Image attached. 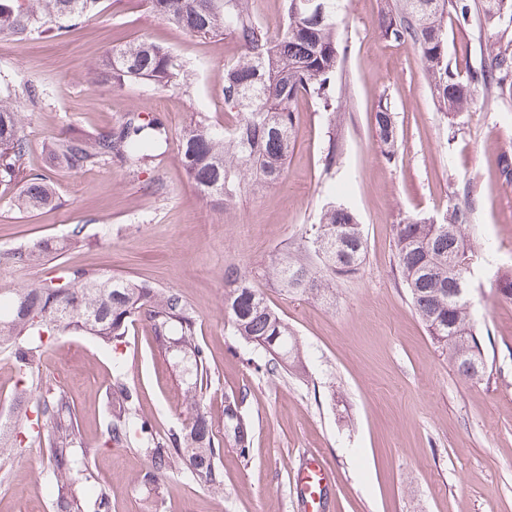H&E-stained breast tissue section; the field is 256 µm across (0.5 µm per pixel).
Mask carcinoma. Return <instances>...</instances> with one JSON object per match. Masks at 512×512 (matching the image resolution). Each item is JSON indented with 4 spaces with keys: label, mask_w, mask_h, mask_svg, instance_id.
<instances>
[{
    "label": "carcinoma",
    "mask_w": 512,
    "mask_h": 512,
    "mask_svg": "<svg viewBox=\"0 0 512 512\" xmlns=\"http://www.w3.org/2000/svg\"><path fill=\"white\" fill-rule=\"evenodd\" d=\"M342 0H284L283 22L272 31L251 11V0H147L166 23L200 38L235 37L241 55L224 64V107L237 113L231 127L189 118L179 130L180 163L197 192L218 208L229 205L246 187L278 182L294 140L291 104L300 96L336 112V70L341 62L337 19ZM500 0H391L381 15L383 39L411 43L420 53L432 100L448 119L468 110L477 86H496L512 99V51L489 47L488 62L461 73L448 64V19L466 26L478 18L488 24ZM324 5V13L315 11ZM100 0H0V35L22 41L34 33L67 35L99 13ZM88 78L118 85L149 82L158 87L186 81L183 64L169 47L138 41L115 46L88 70ZM41 85L27 81L16 93H0V197L33 213L53 205L56 191L28 162L21 135L24 111L37 104ZM377 142L386 159L395 157L393 112L374 113ZM168 129L162 119L143 120L129 112L110 131L89 135L61 133L49 143V155L65 170L79 173L119 161L138 168L162 154ZM468 211L454 207L442 219L408 217L394 225L397 268L410 304L457 372L473 378L470 367L484 366L481 340L472 317L470 295L472 243ZM53 245L43 241L9 254L17 266L38 263ZM366 239L356 214L330 202L294 254H276L267 275L292 296L324 297L336 278L359 272ZM224 318L232 335L252 345L248 359L255 373L274 377L300 373L303 363L288 323L264 299L250 275L233 268L224 283ZM141 320L166 349L178 354L186 381L191 416L179 429L160 433L153 420L138 413L137 390L115 367L112 411L106 431L111 443L145 449L158 470L186 471L217 495L224 478L216 465L217 438L200 413L208 382L209 355L196 339L197 314L177 290L123 276H102L78 267H62L37 283L0 289V349L10 350L20 378L14 429L0 431V455L11 456L37 441L47 443L48 463L57 484V512H85L70 469L78 430L70 403L43 386L32 364L44 336L83 332L115 347L124 342L128 324ZM248 392L224 397V436L241 457L250 445V424L242 414ZM37 418L31 419L28 411ZM112 489L98 487L94 512H111Z\"/></svg>",
    "instance_id": "cac0c4a2"
}]
</instances>
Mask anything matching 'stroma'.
Returning <instances> with one entry per match:
<instances>
[{
    "instance_id": "stroma-1",
    "label": "stroma",
    "mask_w": 512,
    "mask_h": 512,
    "mask_svg": "<svg viewBox=\"0 0 512 512\" xmlns=\"http://www.w3.org/2000/svg\"><path fill=\"white\" fill-rule=\"evenodd\" d=\"M384 0H343L344 61L336 74L341 105L329 117L312 100L294 105L296 142L279 183L242 192L224 210L196 191L178 161L176 135L199 112L230 125L222 88L224 63L241 52L228 36L199 38L156 17L146 0H103L102 11L61 39L0 36V87L44 85L28 108L23 133L29 163L55 184V205L35 213L0 199V283L31 284L62 266L132 276L180 291L198 315L197 336L210 351L211 387L204 410L224 431V396L250 394L249 454L225 442L219 466L224 498L182 473L156 472L144 449L105 441L107 396L115 367L139 392V411L159 430L188 413L177 358L161 351L141 324L117 349L84 334L47 339L34 373L73 407L81 442L74 452L85 502L99 484L112 486V512H304L294 475L305 457L333 474L322 512H512V299L497 286L512 269V186L498 179L500 154L512 148V100L478 90L455 120L434 107L417 50L379 36ZM496 29L448 26L451 68L487 56ZM164 44L186 66L187 85H91L85 73L112 46ZM391 108L398 152L386 160L372 122L379 102ZM136 111L168 124L165 154L141 169L112 163L70 173L51 164L45 146L65 132L100 134ZM340 156L325 169L329 139ZM162 181L163 193L151 191ZM349 206L367 239L360 271L336 280L332 303L285 296L263 280L273 254L297 247L327 202ZM470 212L476 276L472 314L484 339L485 370L465 380L415 315L395 258V224L439 217L449 206ZM83 227L78 247L41 266L8 262L15 248L56 241ZM256 277L268 303L288 322L306 374L253 373L251 345L224 323L229 267ZM0 474V512H56L57 486L38 447L25 449Z\"/></svg>"
}]
</instances>
